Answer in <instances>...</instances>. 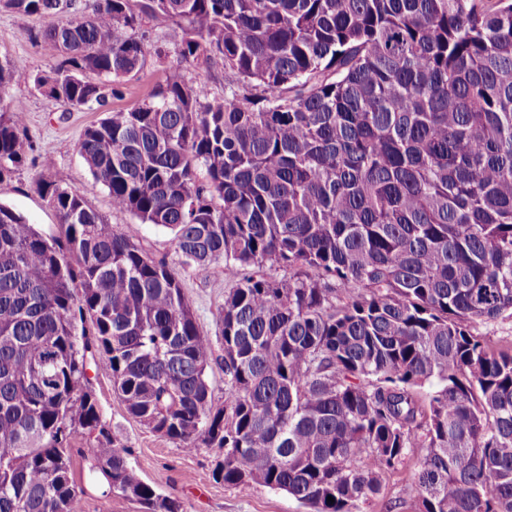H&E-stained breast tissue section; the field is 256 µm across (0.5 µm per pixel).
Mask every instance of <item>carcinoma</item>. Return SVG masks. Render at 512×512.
Returning <instances> with one entry per match:
<instances>
[{
	"label": "carcinoma",
	"mask_w": 512,
	"mask_h": 512,
	"mask_svg": "<svg viewBox=\"0 0 512 512\" xmlns=\"http://www.w3.org/2000/svg\"><path fill=\"white\" fill-rule=\"evenodd\" d=\"M0 0L55 16L33 85L99 110L139 72L151 19L177 64L78 151L112 206L224 262V406L180 279L44 159L61 236L0 204V512H80L67 452L142 512H182L129 467L87 358L128 413L215 477L359 512L421 450L404 512H512V0ZM224 63V99L184 66ZM26 76L0 61V102ZM0 106V182L30 150ZM286 274L267 275L263 268ZM332 497L334 502L327 501ZM475 333L479 336H489L494 341L500 339H512V319H499L495 322H478Z\"/></svg>",
	"instance_id": "obj_1"
}]
</instances>
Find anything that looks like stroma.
Segmentation results:
<instances>
[{"instance_id":"1","label":"stroma","mask_w":512,"mask_h":512,"mask_svg":"<svg viewBox=\"0 0 512 512\" xmlns=\"http://www.w3.org/2000/svg\"><path fill=\"white\" fill-rule=\"evenodd\" d=\"M52 23L49 17L0 11V60H21L30 75L29 80L13 83L1 104L7 109L24 112L26 134L34 145L33 152L11 178L0 182V204L22 213L44 236L58 235L60 225L56 213L36 190V181L43 173L41 161L51 158L56 167L68 174L71 186L83 194L88 206L106 223L150 255L166 259L182 281L185 299L195 313L200 330L216 340L220 334L216 317L224 304V290L229 286L223 263L204 270L184 266L174 250L168 229L140 223L130 212L113 208L107 190L94 182L77 149L85 129L102 118V111L67 112L35 90L32 76L49 71L51 62L32 36ZM143 32L150 49L146 63L139 73L122 79L123 95L110 100L112 108L131 109L141 104L163 82L166 69L176 61L174 46L182 36L179 27L149 22ZM88 377L112 435L128 450L129 466L159 493L180 501L184 512H309L285 492L263 486L243 490L215 480L213 471L224 458L223 450L179 448L129 415L114 393L108 373L92 367ZM88 447L87 439L80 436L71 448L74 478L85 487L81 512H141L136 502L121 493L104 497L87 486ZM416 469V456L407 457L397 472L384 476L380 496L361 504V512H402L398 502L407 492Z\"/></svg>"}]
</instances>
